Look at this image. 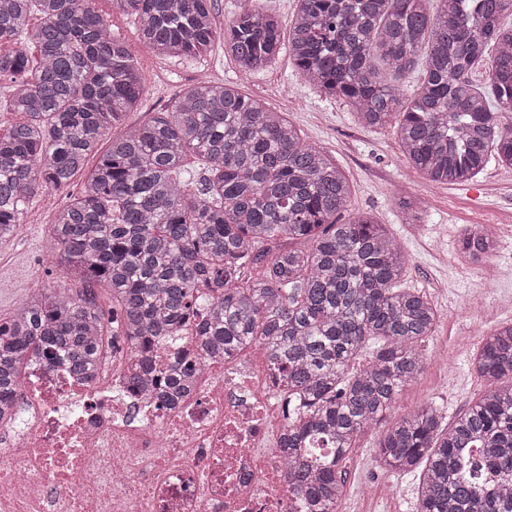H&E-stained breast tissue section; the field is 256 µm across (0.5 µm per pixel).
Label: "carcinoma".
<instances>
[{
  "label": "carcinoma",
  "instance_id": "1",
  "mask_svg": "<svg viewBox=\"0 0 512 512\" xmlns=\"http://www.w3.org/2000/svg\"><path fill=\"white\" fill-rule=\"evenodd\" d=\"M90 0H0V77L15 84L22 120L0 134V243L34 197L69 184L144 92V78L108 14ZM137 20L157 54L192 55L215 42L243 75L283 48L311 85L345 100L368 127L393 125L402 153L437 184L472 180L489 157L512 167V0H297L282 42L279 20L244 9L219 27L214 0H108ZM495 50L489 88L468 73ZM423 60L410 97L384 83ZM201 158L188 194L182 169ZM350 185L283 113L234 86L200 80L169 110L112 139L79 198L51 225L53 263L105 285V317L91 289L43 288L0 320V420L29 357L92 372L120 342L152 365L153 341L185 327L186 350L233 355L256 345L302 411L289 423L291 496L304 512H337L344 461L423 368L435 332L428 297L400 284V243L367 214L349 212ZM493 243L464 238L462 252ZM368 354L370 360L355 366ZM481 397L451 425L422 408L379 439L380 462L421 470L417 512H512V323L474 357Z\"/></svg>",
  "mask_w": 512,
  "mask_h": 512
}]
</instances>
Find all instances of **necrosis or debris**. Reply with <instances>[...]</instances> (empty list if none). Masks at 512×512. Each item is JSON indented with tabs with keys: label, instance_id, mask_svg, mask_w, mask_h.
Masks as SVG:
<instances>
[{
	"label": "necrosis or debris",
	"instance_id": "1",
	"mask_svg": "<svg viewBox=\"0 0 512 512\" xmlns=\"http://www.w3.org/2000/svg\"><path fill=\"white\" fill-rule=\"evenodd\" d=\"M95 377L30 360L0 422V512H290L295 406L260 349L160 398L156 371Z\"/></svg>",
	"mask_w": 512,
	"mask_h": 512
}]
</instances>
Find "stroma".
Returning a JSON list of instances; mask_svg holds the SVG:
<instances>
[{
	"instance_id": "obj_1",
	"label": "stroma",
	"mask_w": 512,
	"mask_h": 512,
	"mask_svg": "<svg viewBox=\"0 0 512 512\" xmlns=\"http://www.w3.org/2000/svg\"><path fill=\"white\" fill-rule=\"evenodd\" d=\"M94 8L110 13L113 31L129 42L146 77L142 97L123 124L113 128V135L171 108L198 73L236 83L242 94L285 113L305 143L326 151L346 175L352 211L373 212L401 243L409 257L406 286L425 293L438 312L436 330L419 351L427 358L432 350H447L448 363L424 366L378 424L357 441L346 460L345 494L338 512H416L419 472L404 474L378 464L375 441L393 423L426 406L440 409L446 421H453L482 394L484 383L471 366L472 357L486 334L512 322V168L491 162L471 184L430 183L408 166L392 127L363 126L341 100L320 96L298 74L288 53L245 78L222 43L192 57H160L139 41L133 17L112 11L108 0H95ZM85 178V173H77L66 187L33 198L13 240L0 248V319L9 318L32 290L50 284L73 293L82 290V282L53 269L49 230L57 208L79 194ZM401 194L423 201L420 223H403L395 205ZM470 224L496 228L497 274L484 285L457 250L458 236ZM363 484L389 485L399 494L365 500L358 494Z\"/></svg>"
}]
</instances>
